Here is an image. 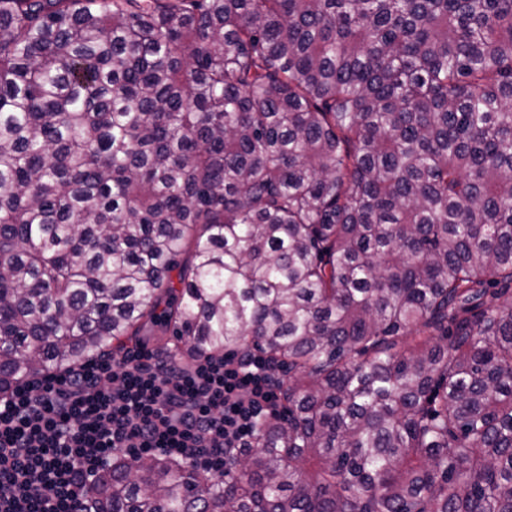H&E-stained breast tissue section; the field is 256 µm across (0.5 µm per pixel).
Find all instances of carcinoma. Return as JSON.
Here are the masks:
<instances>
[{
	"instance_id": "carcinoma-1",
	"label": "carcinoma",
	"mask_w": 512,
	"mask_h": 512,
	"mask_svg": "<svg viewBox=\"0 0 512 512\" xmlns=\"http://www.w3.org/2000/svg\"><path fill=\"white\" fill-rule=\"evenodd\" d=\"M145 336L282 413L88 512H512V0H0V394Z\"/></svg>"
}]
</instances>
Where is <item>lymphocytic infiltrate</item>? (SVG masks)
Wrapping results in <instances>:
<instances>
[{
  "label": "lymphocytic infiltrate",
  "instance_id": "obj_1",
  "mask_svg": "<svg viewBox=\"0 0 512 512\" xmlns=\"http://www.w3.org/2000/svg\"><path fill=\"white\" fill-rule=\"evenodd\" d=\"M280 386L259 354L144 346L43 373L0 396V512H73L117 451L226 475Z\"/></svg>",
  "mask_w": 512,
  "mask_h": 512
}]
</instances>
